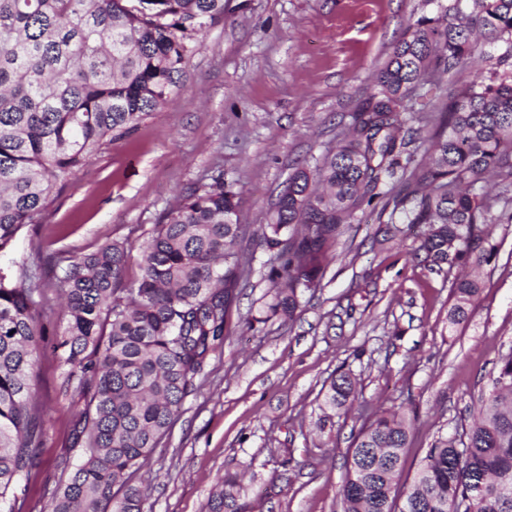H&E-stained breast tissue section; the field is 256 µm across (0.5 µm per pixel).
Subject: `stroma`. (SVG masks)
<instances>
[{
    "mask_svg": "<svg viewBox=\"0 0 512 512\" xmlns=\"http://www.w3.org/2000/svg\"><path fill=\"white\" fill-rule=\"evenodd\" d=\"M422 0H227L186 68L182 90L129 135L105 145L55 194L12 256L37 266L38 310L49 332L68 315L56 275L75 258L126 243L125 281L160 215L211 175L240 198L248 273L224 344L208 358L160 448L133 477L149 485L143 512H204L225 473H240L248 512H341L348 453L376 408L412 420L401 480L411 483L439 435L467 420L512 353V223L461 325L448 322L451 278L419 265L407 237L373 248L376 215L346 225L321 284L293 323L268 317L270 254L259 234L299 164L342 140L393 44ZM486 64L427 76L415 108L442 111ZM349 373L358 401L330 410L332 377ZM52 350L40 359L35 403L46 414L27 512H48L61 462L77 463L82 406L64 389Z\"/></svg>",
    "mask_w": 512,
    "mask_h": 512,
    "instance_id": "35a3bbf8",
    "label": "stroma"
}]
</instances>
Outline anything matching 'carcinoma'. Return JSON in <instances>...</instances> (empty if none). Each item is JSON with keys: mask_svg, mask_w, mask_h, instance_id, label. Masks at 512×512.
I'll use <instances>...</instances> for the list:
<instances>
[{"mask_svg": "<svg viewBox=\"0 0 512 512\" xmlns=\"http://www.w3.org/2000/svg\"><path fill=\"white\" fill-rule=\"evenodd\" d=\"M353 115L348 136L278 195L262 242L277 288L269 312L291 321L319 286L340 228L362 208L387 215L374 244L418 229L420 262L457 267L453 322L467 316L481 282L465 269L497 254L491 226L512 223V0H425ZM224 0H0V512H18L38 468L43 414L33 405L44 336L40 277L10 259L18 232L39 222L73 172L103 145L130 134L183 85L194 44ZM496 35V53L477 34ZM487 72L457 91L435 118L406 105L428 69L451 74L475 53ZM424 140L429 162L408 167ZM497 178L493 195L487 177ZM398 188L381 191L389 182ZM239 198L211 177L165 211L124 282L129 250L113 242L57 276L68 321L55 338L63 384L83 400L74 427L78 463L62 474L49 512H142L133 475L159 447L209 354L224 344L246 258ZM358 397L347 373L325 404ZM411 420L375 414L351 450L342 512H512V355L472 420L427 449L408 486L399 460ZM247 488L227 474L205 512H245Z\"/></svg>", "mask_w": 512, "mask_h": 512, "instance_id": "1", "label": "carcinoma"}]
</instances>
